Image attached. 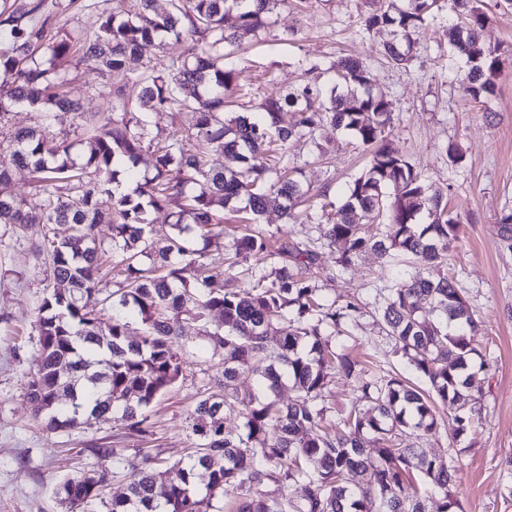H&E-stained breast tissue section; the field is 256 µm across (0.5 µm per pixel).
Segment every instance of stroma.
Returning <instances> with one entry per match:
<instances>
[{
  "mask_svg": "<svg viewBox=\"0 0 512 512\" xmlns=\"http://www.w3.org/2000/svg\"><path fill=\"white\" fill-rule=\"evenodd\" d=\"M439 4L413 60L397 67L382 55V36L362 26L365 0H284L264 30L229 50L226 63L235 68L237 84L231 108L258 111L265 99L306 81L330 92L338 84L334 62L345 55L366 60L373 91L389 101L394 114L392 145L427 182L448 190V215L460 224L448 273L478 323L483 364L481 413L471 430L457 438L448 428L409 433L405 441L429 456L463 460L453 489L454 512H512V239L500 231L503 215L512 212V0H482L489 17L482 40L498 47L500 66L494 92L478 99L465 90V62L449 52L453 0ZM119 86L132 95L138 91L128 72L101 71L79 61L70 68V92L85 111H108L107 94ZM451 145L461 162H450ZM287 160L299 168L298 179L308 190L305 219L286 222L271 205L261 217L263 229L275 243L316 252L306 277L321 301L361 307L357 325L337 333L338 352L357 360L369 375L409 373L377 323L393 270L370 252L342 267L335 248L315 232L316 225L338 223L367 152L347 131L328 123L316 141L289 145ZM44 232L41 224L21 232L0 224V512H65L55 495L57 484L86 471L108 474L106 497L123 495L129 478L111 455L115 448L126 455L153 451L170 463L185 458L191 446L186 413L205 384L217 378L219 358L204 334L217 320L189 318L182 322L181 339L193 355L184 377L151 409L155 440L125 434L108 417L90 428L44 429L25 396L40 355L36 309L54 286L37 251Z\"/></svg>",
  "mask_w": 512,
  "mask_h": 512,
  "instance_id": "obj_1",
  "label": "stroma"
}]
</instances>
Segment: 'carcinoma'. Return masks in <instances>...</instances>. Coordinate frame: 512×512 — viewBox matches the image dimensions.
Masks as SVG:
<instances>
[{"label":"carcinoma","mask_w":512,"mask_h":512,"mask_svg":"<svg viewBox=\"0 0 512 512\" xmlns=\"http://www.w3.org/2000/svg\"><path fill=\"white\" fill-rule=\"evenodd\" d=\"M437 0H409L364 18L369 32L385 33V55L396 65L412 58L416 36ZM270 0H115L101 9L95 0H68L74 10H97L95 26L82 36L55 40L54 18L45 0H0V224L20 229L30 224L65 227L45 233L52 289L37 307L40 360L30 376L27 397L45 413L53 431L89 428L108 414L142 437L154 435L150 408L184 375L192 351L174 343L187 318H220L206 332L221 353L218 390L203 395L187 411L192 448L185 460L162 465L148 453L126 457L112 452L128 471V492L105 503L107 512H205L213 502L236 495L235 512H448L458 464L430 457L397 443L404 429L440 428L432 396L456 407L453 435L475 421L482 379L473 367L480 355L477 324L455 281L433 280L426 269L448 265L459 225L448 219L447 190L427 183L409 159L385 136L388 102L370 89L366 62L347 57L336 65L346 88L326 96L309 84L266 100L255 119L224 117L226 96L235 89L224 48L238 46L265 28ZM463 21L452 28L450 45L470 64L467 91L477 99L495 87L499 58L481 42L486 17L479 0H454ZM156 40L191 41L188 53L157 69L141 61L143 45ZM108 70H127L141 85L137 100L124 89L109 92L110 111L89 114L69 97L68 71L76 54ZM193 93L183 94L187 85ZM19 107L40 114V124L10 125ZM192 111V130L175 127L165 144H155L149 114ZM294 113L285 124L282 114ZM70 122L81 129V161L75 143L51 127ZM352 133L369 152L368 166L349 186L341 222L320 234L336 246L342 266L366 252L392 261L404 259L411 271L390 290L380 321L398 351L430 390L405 377L370 379L358 362L332 349V331L354 320L360 308L324 304L303 276L317 254L279 247L272 251L264 231L254 226L269 195L280 199L282 216L298 221L305 195L283 165L282 148L314 139L326 123ZM234 154L242 168L228 173L207 167V150ZM151 153L154 175L133 197L120 192V170L135 174ZM30 171L34 193L18 196L12 173ZM193 192L186 194V187ZM398 188L395 196L389 187ZM103 195L112 210L99 206ZM170 210L173 232L148 241L153 210ZM244 214L251 224L233 244L227 267L201 286L185 277L186 267L208 258L224 239V212ZM388 220L375 224L377 218ZM110 226L111 249L104 247L101 225ZM152 262L144 265L140 257ZM274 256L267 274L237 266ZM178 257L180 266L172 261ZM117 289L89 307L84 296L104 278ZM288 322L269 346L274 323ZM261 378L257 391L241 393L238 375ZM358 383L359 401L339 421L326 422L322 401L332 372ZM286 384L295 399L282 402ZM235 413L242 430H224V414ZM375 444L374 452L365 444ZM274 482L279 498L258 492ZM104 484L85 487L65 478L56 495L65 512H85L103 500Z\"/></svg>","instance_id":"obj_1"}]
</instances>
